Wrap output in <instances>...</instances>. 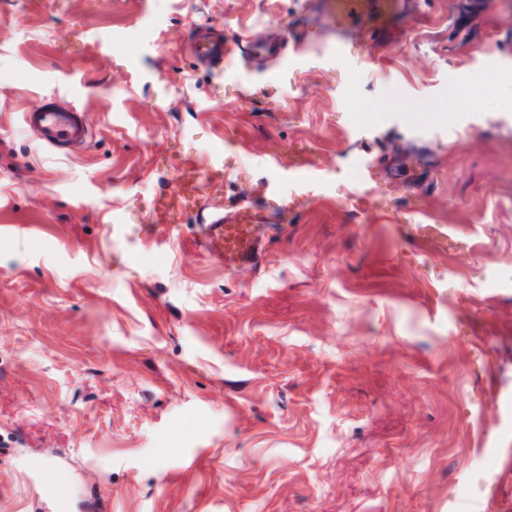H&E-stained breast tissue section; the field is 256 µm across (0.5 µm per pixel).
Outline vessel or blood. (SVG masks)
I'll list each match as a JSON object with an SVG mask.
<instances>
[{"label":"vessel or blood","instance_id":"1","mask_svg":"<svg viewBox=\"0 0 512 512\" xmlns=\"http://www.w3.org/2000/svg\"><path fill=\"white\" fill-rule=\"evenodd\" d=\"M407 0H311L310 11L315 21L323 26L325 38L320 45L309 41L308 32L296 33L283 44L247 41L231 44L202 37L192 43L190 50L200 61L213 65L227 60L266 56L278 59L280 64L300 66L305 56L314 55L325 62L343 60L359 61L356 45L350 38L356 26L365 27L370 38L382 42L390 38L394 20L404 11ZM23 123L37 142L54 151L65 145H80L89 137L88 129L79 112L58 99H44L39 106L23 114ZM252 165L268 170L272 178L267 187L271 195L283 194L309 198L321 190L329 180L325 171L312 166L303 158L292 163H283L280 156L260 155L252 158ZM358 181L354 199L366 207H379L380 200L374 187V164L361 156L354 157ZM187 177L205 176L207 180H223L224 155L211 154L207 165H200L193 158L181 161ZM266 219L264 208L254 206L226 217L218 213L206 218L202 226L200 244L209 258L233 272L259 267L265 247L263 223ZM409 233L417 240L433 245L445 252L464 251L466 242L455 235L447 225L435 223L424 206L415 205L410 209Z\"/></svg>","mask_w":512,"mask_h":512}]
</instances>
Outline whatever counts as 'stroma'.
Instances as JSON below:
<instances>
[{"label":"stroma","instance_id":"stroma-1","mask_svg":"<svg viewBox=\"0 0 512 512\" xmlns=\"http://www.w3.org/2000/svg\"><path fill=\"white\" fill-rule=\"evenodd\" d=\"M308 6L0 0V512L58 488L54 512H512V115L482 83L512 72V7L414 0L402 41L353 32L357 70L187 52L209 25L278 39ZM45 95L85 148L22 131ZM300 147L326 198L273 202L261 270L225 272L202 214L263 198L248 154ZM215 149L204 191L156 163ZM360 154L385 212L350 199ZM161 193L188 200L177 222L150 220ZM416 202L468 252L410 238Z\"/></svg>","mask_w":512,"mask_h":512}]
</instances>
